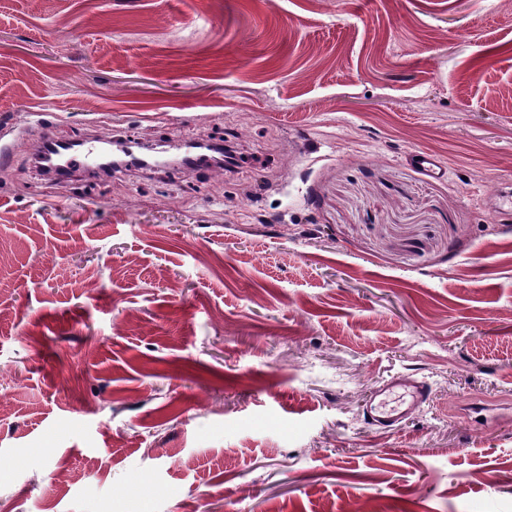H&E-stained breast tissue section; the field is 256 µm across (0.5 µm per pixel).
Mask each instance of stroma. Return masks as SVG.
I'll return each mask as SVG.
<instances>
[{
  "instance_id": "stroma-1",
  "label": "stroma",
  "mask_w": 512,
  "mask_h": 512,
  "mask_svg": "<svg viewBox=\"0 0 512 512\" xmlns=\"http://www.w3.org/2000/svg\"><path fill=\"white\" fill-rule=\"evenodd\" d=\"M0 151V512H512V0H0ZM394 389L403 390L404 394L409 397V403L404 410L386 411L383 409L384 402L378 400V398ZM430 397L431 391L425 382L409 376H397L373 392L372 398L366 407V419L376 427L393 428L401 419L419 410L423 404L428 402Z\"/></svg>"
}]
</instances>
